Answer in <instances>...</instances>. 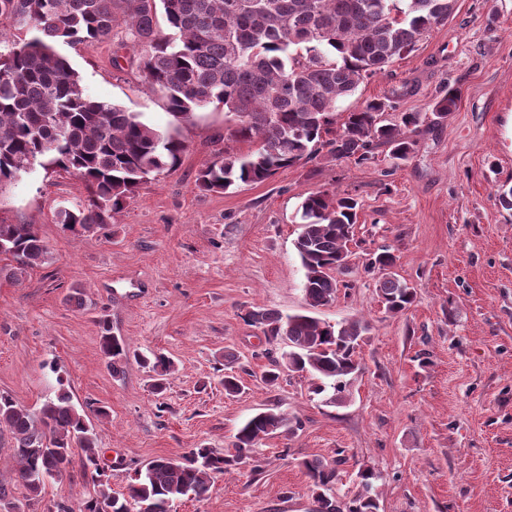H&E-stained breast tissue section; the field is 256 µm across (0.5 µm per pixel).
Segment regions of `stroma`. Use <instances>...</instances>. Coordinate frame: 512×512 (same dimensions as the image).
Returning a JSON list of instances; mask_svg holds the SVG:
<instances>
[{"instance_id": "stroma-1", "label": "stroma", "mask_w": 512, "mask_h": 512, "mask_svg": "<svg viewBox=\"0 0 512 512\" xmlns=\"http://www.w3.org/2000/svg\"><path fill=\"white\" fill-rule=\"evenodd\" d=\"M115 49L63 52L90 98L142 114L185 151L93 234L62 231L54 217L59 205L86 201L78 177L37 167L0 186V222L37 225L49 251L20 283L0 278V393L35 410L61 377L76 406L106 408L94 426L117 494L130 469L153 458L202 445L232 453L237 429L260 411L294 422L217 476L204 498L173 502V512H312L304 459L335 467V498L356 492L359 471L373 467L379 512H512V211L494 198L512 185V0H456L414 53L341 102L344 113L396 93L395 111L381 116L388 124L460 88L456 109L418 135L407 161L393 163L384 148L364 164L321 155L223 192L200 188V170L219 151L256 150L257 140L239 138L220 108L172 121L145 86L137 54L117 70ZM325 189L355 196L361 208L358 244L338 275L344 287L317 316L369 327L360 370L333 403L312 393L307 373L266 387L260 372L284 344L266 343L244 320L254 309L303 311L298 209ZM382 246L396 256V276L416 289L402 314L385 311L365 267ZM102 319L131 348L174 361L163 395L136 358L112 373L99 346ZM228 364L243 385L233 397L222 385ZM9 441L0 433V484L13 487L25 512L92 493L76 457L27 503Z\"/></svg>"}]
</instances>
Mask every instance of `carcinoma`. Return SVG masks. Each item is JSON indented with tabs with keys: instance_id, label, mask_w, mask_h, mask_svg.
I'll use <instances>...</instances> for the list:
<instances>
[{
	"instance_id": "cac0c4a2",
	"label": "carcinoma",
	"mask_w": 512,
	"mask_h": 512,
	"mask_svg": "<svg viewBox=\"0 0 512 512\" xmlns=\"http://www.w3.org/2000/svg\"><path fill=\"white\" fill-rule=\"evenodd\" d=\"M456 0H0V28L12 39L0 51V185L12 183L28 163L71 173L84 181L88 200L56 212L65 232L95 233L109 223L143 182L177 167L185 146L122 106L91 99L80 74L60 46L112 40L125 28L119 47L140 51L138 67L145 83L163 95L168 114L190 120L210 105L238 120L237 134L257 139L247 154L224 152L199 172L208 191H226L238 183H262L278 170L309 162L322 150L337 160L358 164L380 148L405 161L414 151L423 113L403 112L397 123L379 116L394 95L364 101L334 131L339 101L354 95L364 81L412 54L434 28L448 21ZM163 15L168 32L159 29ZM460 92L448 89L429 104L438 127L457 106ZM301 231L294 247L305 270L306 312L283 315L258 309L245 315L269 342L288 336L289 364L317 380L316 395L343 393L359 370L355 359L368 330L360 320L330 324L311 315L336 298V262L355 240L359 201L319 190L301 203ZM9 263L0 276L18 283L26 272L48 260V248L34 224H0V257ZM396 263L387 249L366 263L371 272ZM387 311L398 314L415 301V289L394 274L377 281ZM100 350L116 374L130 353L129 344L99 323ZM164 391L173 363L163 354L142 358ZM55 395L38 413L0 393V430L11 436L10 456L16 483L36 500L47 480L67 472L72 449L82 452L94 494L78 508L64 501L48 512H168L192 494L204 497L214 475L247 457L251 448L288 424L274 409L248 419L234 436L235 453L205 446L180 458L159 457L134 468L126 492H112V475L99 463L91 420L73 403L56 378ZM311 480L314 512H378L372 494L376 472H359L361 490L338 500L323 489L335 469L318 459L301 462Z\"/></svg>"
}]
</instances>
